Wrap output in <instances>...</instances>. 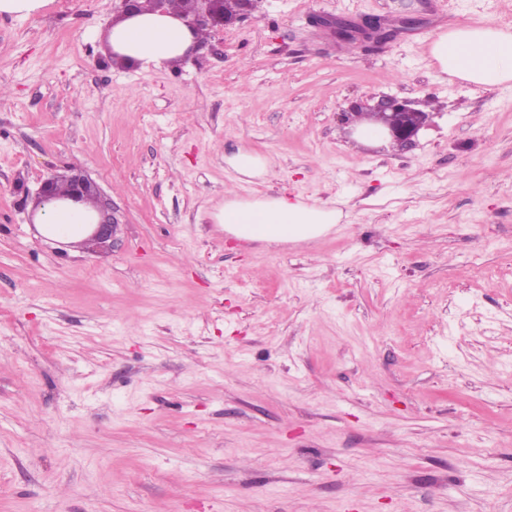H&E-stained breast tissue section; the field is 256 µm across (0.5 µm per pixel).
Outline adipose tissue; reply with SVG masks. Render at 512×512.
<instances>
[{
    "instance_id": "1",
    "label": "adipose tissue",
    "mask_w": 512,
    "mask_h": 512,
    "mask_svg": "<svg viewBox=\"0 0 512 512\" xmlns=\"http://www.w3.org/2000/svg\"><path fill=\"white\" fill-rule=\"evenodd\" d=\"M194 35L173 14H143L113 26L112 49L141 64L158 68L181 58ZM430 57L451 79L491 89L512 86V29L490 22L460 24L436 34ZM234 237L265 243L300 242L322 236L340 214L322 205L294 202L287 196L257 199L229 197L212 213Z\"/></svg>"
}]
</instances>
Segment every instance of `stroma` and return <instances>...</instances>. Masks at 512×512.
I'll return each mask as SVG.
<instances>
[{"mask_svg":"<svg viewBox=\"0 0 512 512\" xmlns=\"http://www.w3.org/2000/svg\"><path fill=\"white\" fill-rule=\"evenodd\" d=\"M402 10L260 0L149 70L109 62L113 0L0 16V512H512V88L428 55L512 0L353 50L312 20ZM381 95L429 113L410 149L348 136ZM77 170L117 223L93 247L32 217ZM228 190L343 217L249 243L208 217ZM233 170L241 176H261L267 167L266 160L253 152H240L228 161Z\"/></svg>","mask_w":512,"mask_h":512,"instance_id":"obj_1","label":"stroma"}]
</instances>
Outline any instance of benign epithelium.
<instances>
[{
    "label": "benign epithelium",
    "mask_w": 512,
    "mask_h": 512,
    "mask_svg": "<svg viewBox=\"0 0 512 512\" xmlns=\"http://www.w3.org/2000/svg\"><path fill=\"white\" fill-rule=\"evenodd\" d=\"M117 18H127L146 13H169L168 0H117L113 6ZM252 15L251 0H238L235 10L228 12L224 9V0H195L194 8L188 15L181 16L189 29L197 34L206 32L216 34L224 28L241 23ZM316 23L328 28L339 42L354 41L364 46L386 42L392 37V31L387 28L385 19L377 15H364L357 19L329 18L324 15L315 16ZM354 119L350 121V133L359 132L356 121L367 118L380 125V135L405 149L414 144V138L419 131L428 126V113L419 112L404 102L393 97L382 96L368 111L355 109ZM66 191L58 189V180L54 177L47 179L41 186L35 202V208L57 202L70 206H80L91 195V182L80 173H75L65 179ZM108 199L99 197L94 205L98 220L84 225L87 232L84 243H101L112 237L115 221L109 214Z\"/></svg>",
    "instance_id": "1"
}]
</instances>
